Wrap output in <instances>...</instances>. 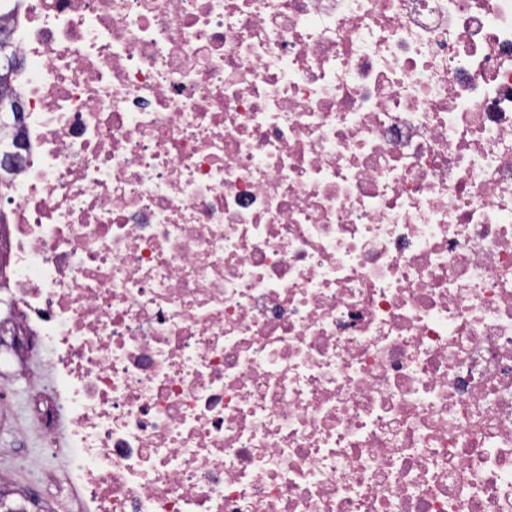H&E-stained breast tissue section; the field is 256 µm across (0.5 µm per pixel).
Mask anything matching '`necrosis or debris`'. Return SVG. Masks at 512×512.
<instances>
[{"label": "necrosis or debris", "mask_w": 512, "mask_h": 512, "mask_svg": "<svg viewBox=\"0 0 512 512\" xmlns=\"http://www.w3.org/2000/svg\"><path fill=\"white\" fill-rule=\"evenodd\" d=\"M0 292L74 512H512V0H0Z\"/></svg>", "instance_id": "1"}]
</instances>
